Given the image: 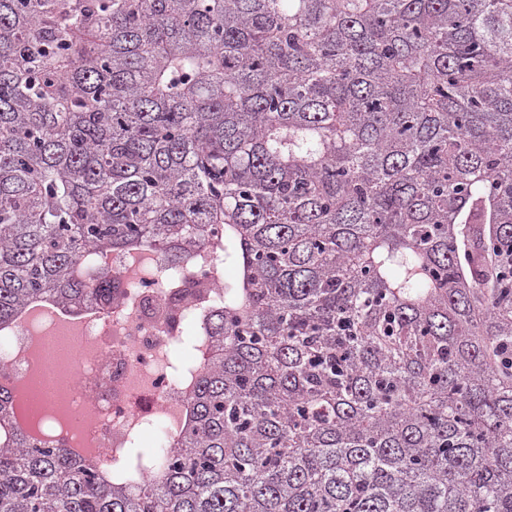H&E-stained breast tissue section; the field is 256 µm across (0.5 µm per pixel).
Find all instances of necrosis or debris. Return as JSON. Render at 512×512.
<instances>
[{
    "instance_id": "necrosis-or-debris-1",
    "label": "necrosis or debris",
    "mask_w": 512,
    "mask_h": 512,
    "mask_svg": "<svg viewBox=\"0 0 512 512\" xmlns=\"http://www.w3.org/2000/svg\"><path fill=\"white\" fill-rule=\"evenodd\" d=\"M99 264L112 277L111 302L92 299L69 312L82 322L83 358L62 373L44 368L42 376L66 381L63 411L92 438L97 454L120 459L147 437L158 456L169 450L188 391L170 354L196 333L202 313L223 305L224 260L214 254L178 271L154 252L143 269L112 251ZM34 338L28 323L0 335V377L30 374L26 353Z\"/></svg>"
}]
</instances>
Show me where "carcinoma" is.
<instances>
[{
	"label": "carcinoma",
	"mask_w": 512,
	"mask_h": 512,
	"mask_svg": "<svg viewBox=\"0 0 512 512\" xmlns=\"http://www.w3.org/2000/svg\"><path fill=\"white\" fill-rule=\"evenodd\" d=\"M207 246L172 450L0 380V512H512V0H0V331ZM16 394V411L19 423L36 431L34 413L44 400L41 385L35 382L32 385L31 380H19L12 384Z\"/></svg>",
	"instance_id": "carcinoma-1"
}]
</instances>
